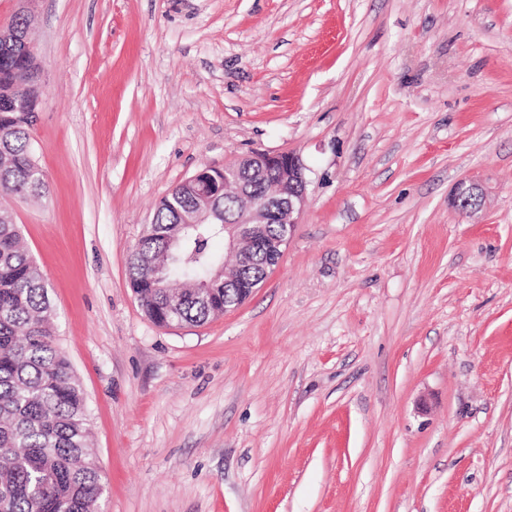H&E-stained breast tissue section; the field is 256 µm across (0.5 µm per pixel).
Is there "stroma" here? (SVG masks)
<instances>
[{
    "label": "stroma",
    "mask_w": 512,
    "mask_h": 512,
    "mask_svg": "<svg viewBox=\"0 0 512 512\" xmlns=\"http://www.w3.org/2000/svg\"><path fill=\"white\" fill-rule=\"evenodd\" d=\"M26 5L47 190L4 203L87 397L98 512H512V0ZM255 151L306 166L281 260L156 325L129 284L156 205ZM485 195L482 188L472 183L468 188L461 189L452 199V205L463 213H472L480 208Z\"/></svg>",
    "instance_id": "1"
}]
</instances>
